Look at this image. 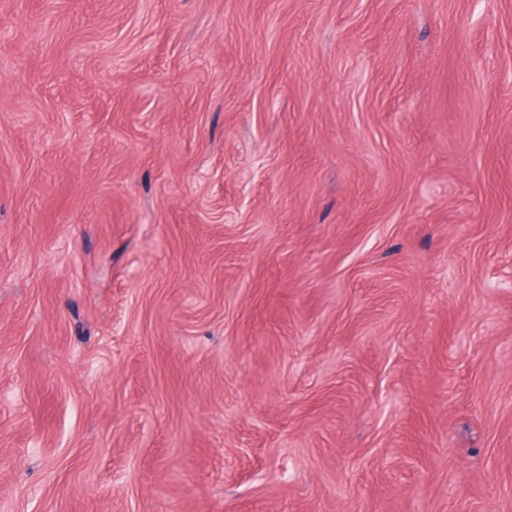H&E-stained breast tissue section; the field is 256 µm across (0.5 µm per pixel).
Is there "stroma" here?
<instances>
[{
  "instance_id": "obj_1",
  "label": "stroma",
  "mask_w": 512,
  "mask_h": 512,
  "mask_svg": "<svg viewBox=\"0 0 512 512\" xmlns=\"http://www.w3.org/2000/svg\"><path fill=\"white\" fill-rule=\"evenodd\" d=\"M512 0H0V512H512Z\"/></svg>"
}]
</instances>
